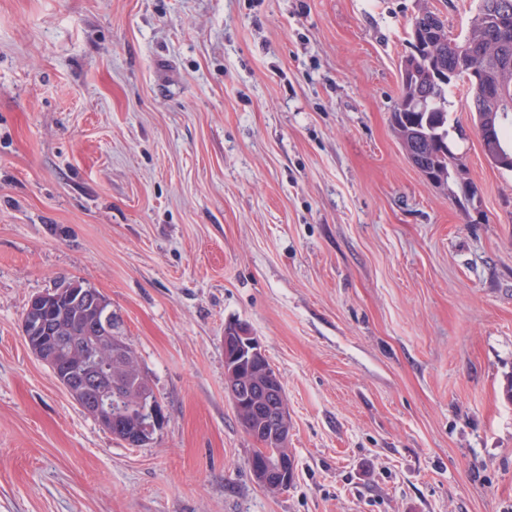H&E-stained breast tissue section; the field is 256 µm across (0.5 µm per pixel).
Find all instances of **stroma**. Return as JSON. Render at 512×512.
Instances as JSON below:
<instances>
[{"instance_id": "35a3bbf8", "label": "stroma", "mask_w": 512, "mask_h": 512, "mask_svg": "<svg viewBox=\"0 0 512 512\" xmlns=\"http://www.w3.org/2000/svg\"><path fill=\"white\" fill-rule=\"evenodd\" d=\"M476 7L0 0V512H512V172L465 80V178L429 182L391 123L413 18L459 40ZM64 278L111 302L165 411L150 445L27 348ZM232 320L285 388L277 493L224 388Z\"/></svg>"}]
</instances>
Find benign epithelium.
Instances as JSON below:
<instances>
[{
  "instance_id": "7a95c632",
  "label": "benign epithelium",
  "mask_w": 512,
  "mask_h": 512,
  "mask_svg": "<svg viewBox=\"0 0 512 512\" xmlns=\"http://www.w3.org/2000/svg\"><path fill=\"white\" fill-rule=\"evenodd\" d=\"M481 138L495 145L491 161L503 168L512 166V148L499 144L495 125L478 126ZM81 290L85 300L103 306L96 292L78 283L32 297L24 314V330L28 332L30 349L48 366L59 384L89 415L108 428L112 436L130 447H144L165 421L163 407L157 397L143 394L131 399L120 382L112 381V364L97 362L96 371L62 372L60 367L72 365L71 336L68 331L44 316L45 302L70 299ZM119 324L107 312L100 322L88 324V338H105L110 343L114 361L129 355V346L118 334ZM225 389L238 412H247L254 419V433L262 438L263 455L250 461L253 477L265 491L271 492L290 484L295 478V463L288 436L290 433L285 389L275 370L267 365L253 369L255 378L241 377L245 367L265 359L259 341L242 323L224 326Z\"/></svg>"
}]
</instances>
